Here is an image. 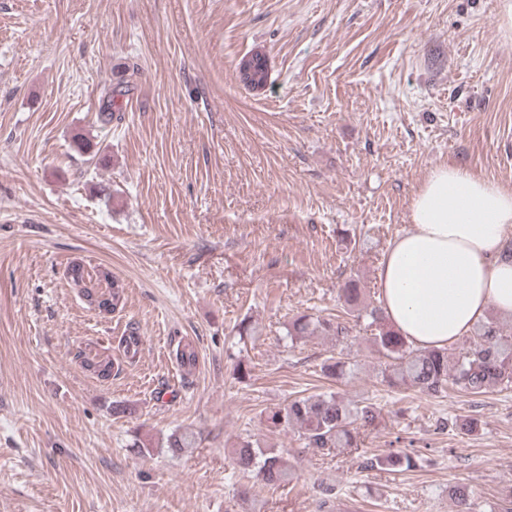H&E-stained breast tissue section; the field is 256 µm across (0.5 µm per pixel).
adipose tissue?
<instances>
[{
    "label": "adipose tissue",
    "instance_id": "adipose-tissue-1",
    "mask_svg": "<svg viewBox=\"0 0 512 512\" xmlns=\"http://www.w3.org/2000/svg\"><path fill=\"white\" fill-rule=\"evenodd\" d=\"M408 231L377 270L389 324L409 343L443 349L512 314V189L460 166L433 168L415 192Z\"/></svg>",
    "mask_w": 512,
    "mask_h": 512
}]
</instances>
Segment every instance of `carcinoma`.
Listing matches in <instances>:
<instances>
[{
    "label": "carcinoma",
    "mask_w": 512,
    "mask_h": 512,
    "mask_svg": "<svg viewBox=\"0 0 512 512\" xmlns=\"http://www.w3.org/2000/svg\"><path fill=\"white\" fill-rule=\"evenodd\" d=\"M74 285L82 286L81 292L89 302L112 299V309L123 305L124 289L107 269L97 272V279L108 288L98 293L87 285L81 267L71 268ZM320 331L333 336L348 335L349 328L329 320L312 321L308 316L296 318L288 330L290 338H297ZM370 341L387 359L382 375L392 387L413 389L421 394L436 396L452 385L470 393L482 394L493 387H512V336L489 323L468 338L459 350L455 361L448 360L446 349H419L391 330L378 329ZM177 364L189 374L196 367L197 352L190 343H178L174 350ZM348 362L342 357L329 358L322 371L340 379L347 375ZM379 411L376 404L366 400L349 403L333 392L303 396L284 407L269 410L266 422L273 429H297L305 447L316 448L325 455L338 448L357 445L360 431L374 427ZM196 435L187 429H178L167 436L165 448L179 454L193 448ZM234 464L243 471L254 474L256 484L279 487L298 478L294 467L283 456L271 449L262 448L250 440H242L234 449ZM417 466V457L411 453L390 451L382 455L364 456L360 468L365 471H405ZM456 512H472L470 494L463 487L450 490Z\"/></svg>",
    "instance_id": "cac0c4a2"
}]
</instances>
